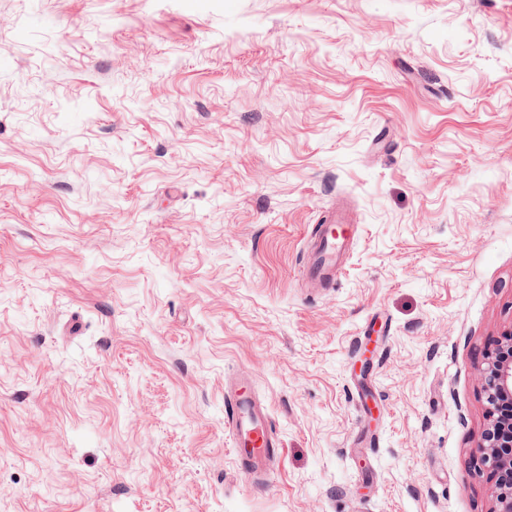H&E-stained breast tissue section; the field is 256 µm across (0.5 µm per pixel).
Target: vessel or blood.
<instances>
[{
    "label": "vessel or blood",
    "mask_w": 512,
    "mask_h": 512,
    "mask_svg": "<svg viewBox=\"0 0 512 512\" xmlns=\"http://www.w3.org/2000/svg\"><path fill=\"white\" fill-rule=\"evenodd\" d=\"M350 235L349 225H321L310 270L312 280L321 285L335 282L338 274L336 255L345 247ZM228 399L227 421L233 447L248 467L261 468L270 460L271 449L277 446L266 415L252 391L243 386H234L228 393Z\"/></svg>",
    "instance_id": "b4317fda"
}]
</instances>
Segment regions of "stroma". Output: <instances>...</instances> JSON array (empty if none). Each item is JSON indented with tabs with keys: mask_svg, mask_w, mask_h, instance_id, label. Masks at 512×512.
Here are the masks:
<instances>
[{
	"mask_svg": "<svg viewBox=\"0 0 512 512\" xmlns=\"http://www.w3.org/2000/svg\"><path fill=\"white\" fill-rule=\"evenodd\" d=\"M510 329L512 0H0V512H489ZM351 235V226L346 224H321L315 259L310 276L319 285L336 282V253L346 245ZM482 379L488 421L479 444V448H486L482 464L497 474L511 472L512 454L505 456L498 448H512V421L498 419L494 407L503 398L512 401V357L503 359L491 352L484 362ZM227 417L232 444L242 461L252 469L261 468L270 460L277 446L266 414L254 398L252 389L236 384L228 392ZM272 448V452L268 451Z\"/></svg>",
	"mask_w": 512,
	"mask_h": 512,
	"instance_id": "stroma-1",
	"label": "stroma"
}]
</instances>
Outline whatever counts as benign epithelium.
<instances>
[{"label": "benign epithelium", "instance_id": "benign-epithelium-1", "mask_svg": "<svg viewBox=\"0 0 512 512\" xmlns=\"http://www.w3.org/2000/svg\"><path fill=\"white\" fill-rule=\"evenodd\" d=\"M483 391L486 399L487 426L479 447L485 449L482 464L501 473L512 471V454L505 456L502 448H512V421H502L495 416V406L504 398L512 401V357L501 358L490 353L482 368ZM491 512H512V488L496 485Z\"/></svg>", "mask_w": 512, "mask_h": 512}]
</instances>
